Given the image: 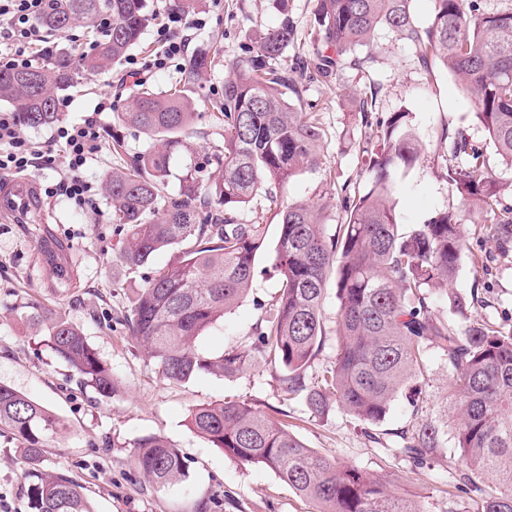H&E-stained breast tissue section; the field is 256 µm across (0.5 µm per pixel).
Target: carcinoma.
<instances>
[{"label": "carcinoma", "mask_w": 512, "mask_h": 512, "mask_svg": "<svg viewBox=\"0 0 512 512\" xmlns=\"http://www.w3.org/2000/svg\"><path fill=\"white\" fill-rule=\"evenodd\" d=\"M432 20L421 24L413 0H317L313 53L291 67L278 61L294 42L288 0H276L278 27L258 31L247 56L234 63L217 110L224 116V145L210 153L221 172L201 190L198 170H187L176 193L168 191L170 165L184 147L194 121L187 93L219 58L222 37L207 50L184 58L181 87L142 88L130 96L121 120L146 135L152 146L124 161L106 177L110 220L120 227L119 255L135 269L149 268L124 323L128 334L169 382L202 374L233 377L258 359L279 368L289 396L306 393L313 413L336 405L353 420L378 426L396 395L413 388L409 427L399 432L396 452L411 466H431L452 435L460 466L455 487L471 496L473 512H512V325L476 319L460 328L435 312L438 292L447 290L467 247L462 213L489 224L494 249L477 257L483 266L512 256V196L469 149L462 128L442 129L445 178L457 205L435 212L425 223H398L393 195L397 177L414 168L425 148L411 113L383 118L376 99L359 100L364 128V192L342 197L340 235H328L315 205L278 202V189L302 172L319 167L321 129L314 116L289 100L302 80L332 81L347 72L369 71L368 51L384 29L412 49L425 70L439 63L473 102L497 155L512 167V7L490 12L482 0H434ZM83 21L99 27L93 51L76 59L65 47L21 68H0V101L11 105L30 127L57 119L61 92L82 75L121 60L143 33L146 0H47L38 25L54 34ZM262 197L279 207L275 268L279 291L266 305L247 349L219 353L197 347L207 330L252 288L265 228L239 213ZM40 254L54 287L72 285V270L59 257L63 246ZM173 259L150 266L162 251ZM336 289L338 313L335 359L306 384V371L325 336L323 301ZM453 310L487 301L451 294ZM33 322L48 321L41 342L69 366L85 386L103 397L120 393L112 370L80 328L33 308ZM437 344L448 365V418L429 417L420 399L429 373L428 349ZM189 424L224 454L271 469L289 487L319 506L318 512H426L416 501L392 491L385 476L322 455L288 427L248 400L202 404ZM0 426L21 445L30 512H93L83 487L46 466V440L60 422L46 407L0 384ZM134 471L164 487L186 477L188 464L167 439L147 436L133 443ZM497 486L486 489L485 479Z\"/></svg>", "instance_id": "cac0c4a2"}]
</instances>
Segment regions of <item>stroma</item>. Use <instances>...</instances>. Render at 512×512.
Segmentation results:
<instances>
[{"label":"stroma","mask_w":512,"mask_h":512,"mask_svg":"<svg viewBox=\"0 0 512 512\" xmlns=\"http://www.w3.org/2000/svg\"><path fill=\"white\" fill-rule=\"evenodd\" d=\"M166 2L149 0L157 17L126 59L113 69L83 76L78 89L60 95L58 120L62 123L92 113L103 99L112 101L111 110L100 115L103 149L88 172L100 188L99 212L80 209L61 198L43 200L40 210L28 215L16 207L0 208V383L43 404L62 420V427L48 440L49 469L81 484L95 512H316L315 504L299 496L270 469L230 459L190 429L189 415L196 405L247 399L266 413L284 412L289 431L307 447L387 474L395 492L421 502L427 512H445L452 499L460 512H468L470 499L455 489L451 478L453 447L443 448L434 464L421 469L396 456L395 434L410 419L407 397L398 396L381 427L382 440L375 443L338 409L321 416L312 413L304 396L285 400L279 370L262 362L229 379L205 374L183 383L163 380L131 336L115 324V317L128 309L142 286L143 273L130 270L120 260L119 231L109 222L110 200L102 191L104 175L122 163L112 149L111 136L120 134L129 154L150 146L143 133L118 119L128 97L116 91V73L125 74L128 90L135 88L139 81L129 77L130 64L163 52L159 27H167L169 36L184 41L191 52L204 48L215 31L223 32L221 58L193 87L194 123L182 155L171 167L169 188L175 191L185 166L203 162L212 146L224 141V123L216 119L213 107L222 97L225 80L233 75L232 62L244 56L250 34L280 22L272 0H201L192 17L196 25L191 28L183 18L168 21ZM289 4L297 29V38L285 57L291 64L312 52L308 34L316 0H289ZM372 48L377 56L374 68L366 74H347L345 84L355 87L359 95L378 87L381 112L402 108L412 112L426 147L421 162L399 180L394 195L399 223H424L453 202L440 156L441 133L446 127L466 128L470 143L511 192L512 167L496 154L454 77L438 66L429 72L421 69L409 45L393 34L378 32ZM302 99L323 130L320 165L290 182L282 200L321 207L325 231L332 235L342 222V186L367 181L358 147V102L345 98L332 83L303 84ZM278 222L275 210H264L265 247L255 262L253 286L225 315L223 324L201 338V346L212 350L249 347L253 328L277 291ZM48 232L68 245L64 259L74 271L71 287H50L49 274L37 261V243ZM467 240L468 255L450 290L466 297L478 293L490 304L457 315L448 298L441 296L436 312L454 316L462 327L475 318L511 325L512 262L475 266L471 254L489 250L490 243L474 233L468 234ZM33 302L83 330L120 381L119 396L103 398L84 387L71 369L39 344L37 332L25 317L26 306ZM154 435L165 437L187 459L185 480L158 487L131 476L134 441ZM25 467L19 443L8 431L0 430V512H29Z\"/></svg>","instance_id":"1"}]
</instances>
